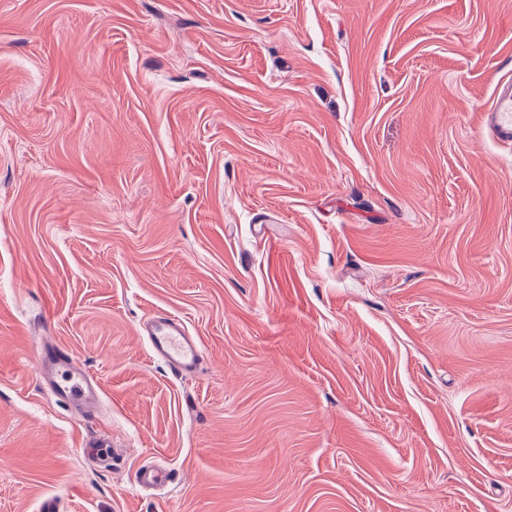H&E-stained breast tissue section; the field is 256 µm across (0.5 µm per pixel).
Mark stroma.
<instances>
[{
	"instance_id": "stroma-1",
	"label": "stroma",
	"mask_w": 512,
	"mask_h": 512,
	"mask_svg": "<svg viewBox=\"0 0 512 512\" xmlns=\"http://www.w3.org/2000/svg\"><path fill=\"white\" fill-rule=\"evenodd\" d=\"M505 76L512 0H0V512H512ZM483 125L498 142H512V82L499 84L490 107L483 114ZM142 329L152 353L167 363L171 371L181 376L198 371L202 350L179 320L155 316L147 320ZM37 376L56 401L83 417L95 416L99 400L96 382L79 369L72 356L52 340L40 338L34 348Z\"/></svg>"
}]
</instances>
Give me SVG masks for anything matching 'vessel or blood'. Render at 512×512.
I'll list each match as a JSON object with an SVG mask.
<instances>
[{"label": "vessel or blood", "mask_w": 512, "mask_h": 512, "mask_svg": "<svg viewBox=\"0 0 512 512\" xmlns=\"http://www.w3.org/2000/svg\"><path fill=\"white\" fill-rule=\"evenodd\" d=\"M483 124L498 142H512V82L499 84L490 107L483 114ZM152 353L178 375L197 372L203 359L198 342L189 336L177 319L155 316L143 325ZM37 376L50 389L57 402L81 416H94L99 389L96 382L79 369L72 356L52 340L38 339L34 348Z\"/></svg>", "instance_id": "1"}]
</instances>
